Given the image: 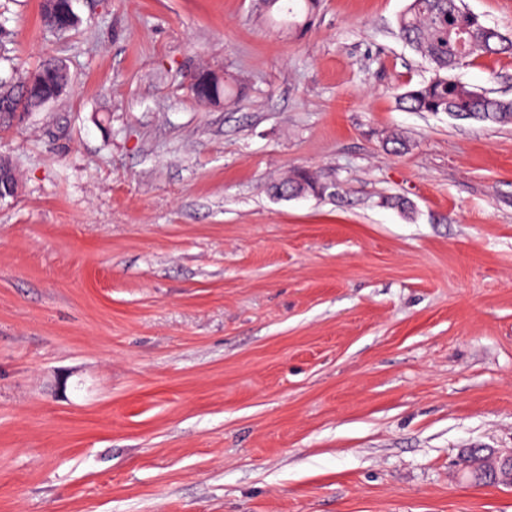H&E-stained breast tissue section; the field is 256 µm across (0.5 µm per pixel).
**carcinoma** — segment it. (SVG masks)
Returning <instances> with one entry per match:
<instances>
[{
	"label": "carcinoma",
	"mask_w": 512,
	"mask_h": 512,
	"mask_svg": "<svg viewBox=\"0 0 512 512\" xmlns=\"http://www.w3.org/2000/svg\"><path fill=\"white\" fill-rule=\"evenodd\" d=\"M266 10L288 17V29L305 30L314 19L320 0H262ZM46 26L60 33L76 27L74 0H58V10L43 16ZM398 36L432 68V77L398 96L399 106L408 112L445 113L457 119L505 123L512 121V99L493 97L478 91L451 75L466 60L486 55L512 54V39L498 29L486 26L480 16L468 10L463 0H410L398 19ZM36 70L42 81L26 84L27 74L0 77V91L9 93L22 107L34 110L53 100L55 84L69 79L59 61H44ZM191 92L198 102L217 104L231 101V92L219 75L208 68L195 70ZM303 196H322L330 187L314 174L297 170L272 185ZM473 452L461 456L460 465L476 481L491 483L482 467L475 465Z\"/></svg>",
	"instance_id": "carcinoma-1"
}]
</instances>
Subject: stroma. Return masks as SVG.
<instances>
[{"mask_svg":"<svg viewBox=\"0 0 512 512\" xmlns=\"http://www.w3.org/2000/svg\"><path fill=\"white\" fill-rule=\"evenodd\" d=\"M407 3L294 36L256 0H75L58 35L0 0V71L70 77L0 130V512H512L458 464L512 453V123L398 107L432 76ZM454 75L512 98V56ZM293 169L335 194L271 196ZM195 73V81L190 88L198 102L206 105L231 101L230 89L219 75L204 67L197 68Z\"/></svg>","mask_w":512,"mask_h":512,"instance_id":"obj_1","label":"stroma"}]
</instances>
